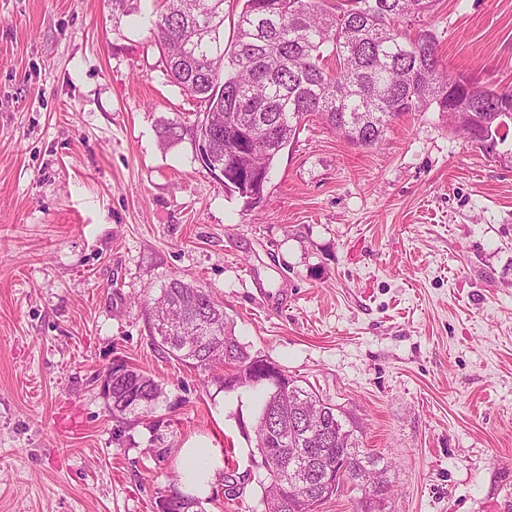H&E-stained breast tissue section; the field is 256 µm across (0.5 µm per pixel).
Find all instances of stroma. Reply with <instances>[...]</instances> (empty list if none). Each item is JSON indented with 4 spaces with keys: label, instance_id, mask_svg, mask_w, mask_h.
<instances>
[{
    "label": "stroma",
    "instance_id": "obj_1",
    "mask_svg": "<svg viewBox=\"0 0 512 512\" xmlns=\"http://www.w3.org/2000/svg\"><path fill=\"white\" fill-rule=\"evenodd\" d=\"M159 0H0V512H159L190 440L244 482L203 512H263L227 391L162 353L144 306L214 289L240 342L341 408L389 463L385 512H512V161L443 112L361 148L310 118L245 207L161 122L201 107L155 44ZM450 73L512 88V0H438ZM163 383L134 427L114 360ZM170 449L167 458L154 456Z\"/></svg>",
    "mask_w": 512,
    "mask_h": 512
}]
</instances>
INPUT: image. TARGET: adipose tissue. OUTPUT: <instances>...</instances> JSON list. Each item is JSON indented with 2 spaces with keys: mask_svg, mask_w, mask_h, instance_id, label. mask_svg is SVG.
<instances>
[{
  "mask_svg": "<svg viewBox=\"0 0 512 512\" xmlns=\"http://www.w3.org/2000/svg\"><path fill=\"white\" fill-rule=\"evenodd\" d=\"M224 465L221 449L210 444H187L182 448L178 464V486L193 498L209 496Z\"/></svg>",
  "mask_w": 512,
  "mask_h": 512,
  "instance_id": "1",
  "label": "adipose tissue"
}]
</instances>
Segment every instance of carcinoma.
Listing matches in <instances>:
<instances>
[{"label": "carcinoma", "instance_id": "obj_1", "mask_svg": "<svg viewBox=\"0 0 512 512\" xmlns=\"http://www.w3.org/2000/svg\"><path fill=\"white\" fill-rule=\"evenodd\" d=\"M226 0H163L155 22L156 41L172 79L200 101L211 126L193 125L195 138L210 136L209 152L220 166L244 177L254 168L271 170L276 158L296 139L308 117L314 116L346 141L377 147L401 116L435 108L449 112L455 131L481 141L492 158L512 156L499 146L512 135V124L501 115V102L512 103V90L479 88L464 76L444 68L437 38L428 30L411 36L402 24L430 11L437 0H242L238 12H225ZM233 34L224 41L225 20ZM240 121L267 130L262 149L245 150L224 128L229 112ZM186 128L164 121L159 137L165 146L182 140ZM148 319L168 317L177 327L153 337L154 344L185 365L212 372L226 391L247 386L264 392L260 411L276 412L288 399V416L266 429L256 427L263 441L260 455L288 454L307 448L322 465L311 471L308 491L280 488L264 478L265 512H314L336 495V457L352 450V468L383 478L384 458L361 450L354 430L324 401L285 371L281 389L268 373L272 362L253 355L226 320L224 303L213 290L171 279L147 311ZM205 321L211 328L207 343L189 345L180 326ZM120 374L112 379V415L133 426L143 413L166 399V391L150 374L117 360Z\"/></svg>", "mask_w": 512, "mask_h": 512}]
</instances>
